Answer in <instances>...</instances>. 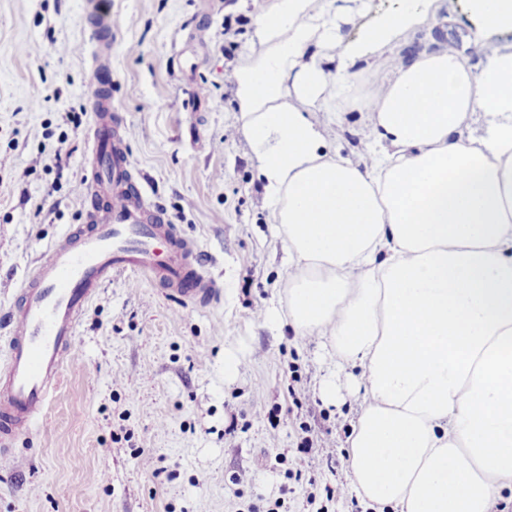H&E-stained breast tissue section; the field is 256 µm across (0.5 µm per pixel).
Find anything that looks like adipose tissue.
Wrapping results in <instances>:
<instances>
[{"label": "adipose tissue", "instance_id": "ef3b65f1", "mask_svg": "<svg viewBox=\"0 0 512 512\" xmlns=\"http://www.w3.org/2000/svg\"><path fill=\"white\" fill-rule=\"evenodd\" d=\"M314 0L257 16L232 73L239 118L287 255V316L332 367L358 369L349 484L365 512H489L512 490V48L481 38L396 66L366 107L359 160L311 112L353 108L354 68L423 24L407 0L343 42ZM335 96H326L330 75ZM484 134H465L471 113Z\"/></svg>", "mask_w": 512, "mask_h": 512}]
</instances>
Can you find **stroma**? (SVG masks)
Returning <instances> with one entry per match:
<instances>
[{"mask_svg":"<svg viewBox=\"0 0 512 512\" xmlns=\"http://www.w3.org/2000/svg\"><path fill=\"white\" fill-rule=\"evenodd\" d=\"M86 0H0V311L68 228L87 223L80 185L90 175L93 112L85 92L95 43ZM401 0H336L354 41ZM428 21L357 64L366 99L395 65L448 40L490 37L468 0H438ZM120 32L108 55L112 102L130 125L135 181L191 240L221 286L199 307L140 277L106 285L84 312L66 368L33 431L0 468V512H292L318 486L347 481L346 440L357 417L351 380L335 403L314 338L272 324L285 296V253L245 138L231 82L256 24L252 0H104ZM369 115L341 110L332 148L355 156ZM248 356L233 376L224 351ZM301 408H294V400ZM277 413L271 427L269 413ZM332 452L327 468L297 453L301 438Z\"/></svg>","mask_w":512,"mask_h":512,"instance_id":"1","label":"stroma"}]
</instances>
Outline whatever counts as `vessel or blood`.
<instances>
[{
  "instance_id": "1",
  "label": "vessel or blood",
  "mask_w": 512,
  "mask_h": 512,
  "mask_svg": "<svg viewBox=\"0 0 512 512\" xmlns=\"http://www.w3.org/2000/svg\"><path fill=\"white\" fill-rule=\"evenodd\" d=\"M93 173L84 184L90 222L52 244L0 315L7 330L0 366V465H12L8 443L29 432L72 360L78 322L90 301L122 273L146 276L165 294L194 305L215 301L217 280L197 252L152 203L148 186L129 180L128 126L112 114V88L92 80Z\"/></svg>"
}]
</instances>
